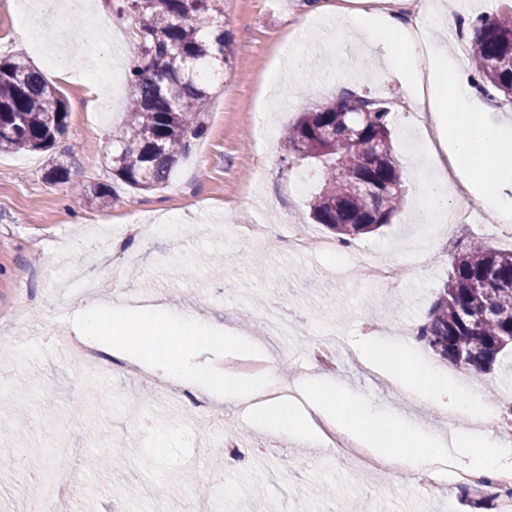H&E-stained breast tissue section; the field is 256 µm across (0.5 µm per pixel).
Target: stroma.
I'll return each instance as SVG.
<instances>
[{"label": "stroma", "instance_id": "1", "mask_svg": "<svg viewBox=\"0 0 512 512\" xmlns=\"http://www.w3.org/2000/svg\"><path fill=\"white\" fill-rule=\"evenodd\" d=\"M447 5L452 23H437L428 39L453 48L463 76L475 81L465 50L470 22L495 14L500 0H431ZM18 0H0V57L41 65L68 106V128L52 153H0V317L27 294L34 306L24 323L0 333V465H11L0 482V512H27L63 481L71 490L67 512H171L201 498L207 512H502L489 499L475 505L458 490L430 501L404 473L382 477L341 460L318 444L256 427L246 406L207 382L187 385L165 376V388H142L128 375L126 356L101 343L106 361L85 367L60 334H74L83 305L110 309L120 288L164 304L169 318L192 316L220 331L236 328L277 356L284 380L313 375L340 383L372 405L390 408L423 427L448 434L440 407L410 395L416 368H446L428 347L414 362L395 360L392 387L379 384L361 357L358 341L369 334L400 348L407 330L422 326L451 270L446 235L425 223L420 190L409 186L390 224L352 240L370 258L403 266V286L392 292L370 284L362 272L337 274L334 257L289 249L287 225L332 239L313 223L306 203L317 187L307 167L282 160L286 126L306 108L340 94L390 99V129L399 162L420 127L412 109L399 108L403 77L373 53L365 34L348 19L315 9L316 0H226L224 28L233 43L228 65L211 74L212 98L204 133L194 140L166 186L145 192L112 176V133L126 119L128 88L112 82V64L128 70L133 35L117 25L98 0L103 27H71L85 56H104L109 66L76 81L50 68L23 37ZM264 120L272 134L256 138ZM63 164L65 180L47 178ZM110 187L106 204L87 206L91 185ZM244 224H270L273 235L254 241ZM425 249V269L408 266L413 250ZM100 292L87 294L85 280ZM281 305L287 334L271 336L254 310ZM341 334L345 346L316 360L315 332ZM467 369L448 378L449 388L483 398L512 396V351L503 353L492 375L471 384ZM210 394L224 413V428L212 429L191 414L192 395ZM88 454L107 457L130 481L165 494L127 499L109 493L108 475L85 468Z\"/></svg>", "mask_w": 512, "mask_h": 512}]
</instances>
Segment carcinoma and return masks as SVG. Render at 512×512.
Masks as SVG:
<instances>
[{
    "mask_svg": "<svg viewBox=\"0 0 512 512\" xmlns=\"http://www.w3.org/2000/svg\"><path fill=\"white\" fill-rule=\"evenodd\" d=\"M137 29L129 69L130 108L112 135V175L150 191L166 184L204 131L210 99L199 69L233 56L224 0H106ZM469 56L486 85L512 96V3L473 24ZM68 109L32 65L0 60V151H49L66 133ZM332 132L326 139L322 131ZM283 160L306 163L319 180L310 218L348 243L389 223L406 186L385 103L340 95L299 113L283 137ZM383 189L367 195L357 183ZM441 359L487 374L512 346V249L473 242L455 249L452 272L421 328Z\"/></svg>",
    "mask_w": 512,
    "mask_h": 512,
    "instance_id": "carcinoma-1",
    "label": "carcinoma"
}]
</instances>
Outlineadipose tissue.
<instances>
[{
  "instance_id": "obj_1",
  "label": "adipose tissue",
  "mask_w": 512,
  "mask_h": 512,
  "mask_svg": "<svg viewBox=\"0 0 512 512\" xmlns=\"http://www.w3.org/2000/svg\"><path fill=\"white\" fill-rule=\"evenodd\" d=\"M407 0H388L386 9L362 11L354 23L364 33L376 36L377 46L394 65L406 74L403 104L435 116L437 148L418 143L412 149L414 162L408 173L421 183L423 204L433 224L443 223L454 205L440 177L424 167L435 149H442L472 197L480 199L499 218L512 217V128L498 121L490 111L476 109L474 93L462 80L446 49L427 42L419 46L403 22ZM167 325L169 332L184 337L185 342L171 353H146L130 337L132 327L141 330ZM81 334L91 341L111 335L112 348L141 358L149 357L155 369L184 377L192 383L202 379L223 388L225 393L248 403L256 424L283 431L310 442L318 441V419L335 422L349 434L371 448L385 462L401 461L419 467L433 458L447 457L449 452L473 453L472 466L477 470L512 468V448L502 447L487 432L459 431L454 441L428 430L398 413L366 403L355 395L339 393L320 377H310L296 384L295 399L262 400L266 389L277 382L276 370L248 382H232L216 368L188 365L186 354L197 345L223 347L225 353L247 352L249 346L232 333L221 336L196 321L168 324L160 305L136 309L114 307L111 324H104L103 313L95 307L82 315ZM417 396L436 399L442 405L458 408L483 417L488 409L480 398L449 391L442 372L426 373L416 386Z\"/></svg>"
}]
</instances>
